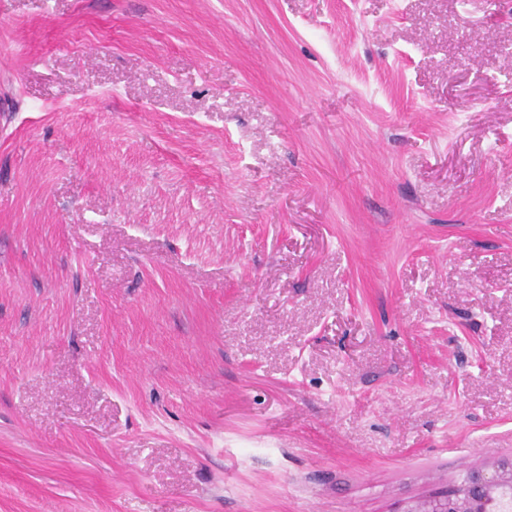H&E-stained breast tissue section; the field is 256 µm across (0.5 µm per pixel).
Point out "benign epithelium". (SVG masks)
<instances>
[{
    "label": "benign epithelium",
    "mask_w": 512,
    "mask_h": 512,
    "mask_svg": "<svg viewBox=\"0 0 512 512\" xmlns=\"http://www.w3.org/2000/svg\"><path fill=\"white\" fill-rule=\"evenodd\" d=\"M512 496V459L471 470L463 484L445 494L412 502L400 512H499Z\"/></svg>",
    "instance_id": "1"
}]
</instances>
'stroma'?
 <instances>
[{
  "label": "stroma",
  "mask_w": 512,
  "mask_h": 512,
  "mask_svg": "<svg viewBox=\"0 0 512 512\" xmlns=\"http://www.w3.org/2000/svg\"><path fill=\"white\" fill-rule=\"evenodd\" d=\"M509 458L512 0H0V512Z\"/></svg>",
  "instance_id": "1"
}]
</instances>
